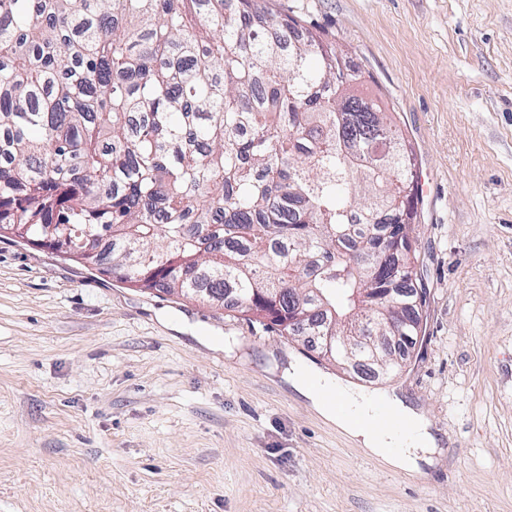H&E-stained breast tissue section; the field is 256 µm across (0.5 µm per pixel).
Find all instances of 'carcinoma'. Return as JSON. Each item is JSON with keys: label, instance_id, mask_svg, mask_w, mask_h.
I'll return each instance as SVG.
<instances>
[{"label": "carcinoma", "instance_id": "carcinoma-1", "mask_svg": "<svg viewBox=\"0 0 512 512\" xmlns=\"http://www.w3.org/2000/svg\"><path fill=\"white\" fill-rule=\"evenodd\" d=\"M364 82L259 0H0V230L282 336L300 306L415 339L417 162ZM386 241L406 291L377 318L356 253Z\"/></svg>", "mask_w": 512, "mask_h": 512}]
</instances>
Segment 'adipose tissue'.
Here are the masks:
<instances>
[{
	"label": "adipose tissue",
	"instance_id": "adipose-tissue-1",
	"mask_svg": "<svg viewBox=\"0 0 512 512\" xmlns=\"http://www.w3.org/2000/svg\"><path fill=\"white\" fill-rule=\"evenodd\" d=\"M290 377L293 387L311 400L320 415L392 467L415 469L421 452L437 444L424 416L401 401H393L392 407L405 422V429L374 432L368 426L373 414L371 401L354 391L339 389L326 377L297 368L292 369Z\"/></svg>",
	"mask_w": 512,
	"mask_h": 512
}]
</instances>
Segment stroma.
I'll return each instance as SVG.
<instances>
[{
  "label": "stroma",
  "mask_w": 512,
  "mask_h": 512,
  "mask_svg": "<svg viewBox=\"0 0 512 512\" xmlns=\"http://www.w3.org/2000/svg\"><path fill=\"white\" fill-rule=\"evenodd\" d=\"M370 71L418 159L425 335L350 376L238 313L0 238V512H512V0H266ZM423 414L401 471L288 380Z\"/></svg>",
  "instance_id": "1"
}]
</instances>
